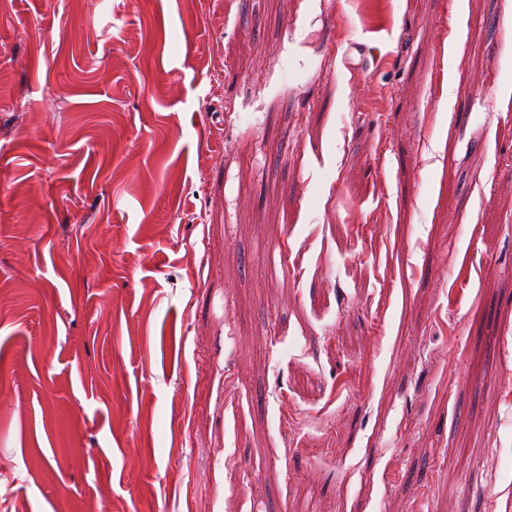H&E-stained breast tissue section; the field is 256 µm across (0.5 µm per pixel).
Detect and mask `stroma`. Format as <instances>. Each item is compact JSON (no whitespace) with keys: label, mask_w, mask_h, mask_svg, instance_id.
Listing matches in <instances>:
<instances>
[{"label":"stroma","mask_w":512,"mask_h":512,"mask_svg":"<svg viewBox=\"0 0 512 512\" xmlns=\"http://www.w3.org/2000/svg\"><path fill=\"white\" fill-rule=\"evenodd\" d=\"M512 0H0V512L512 501Z\"/></svg>","instance_id":"1"}]
</instances>
